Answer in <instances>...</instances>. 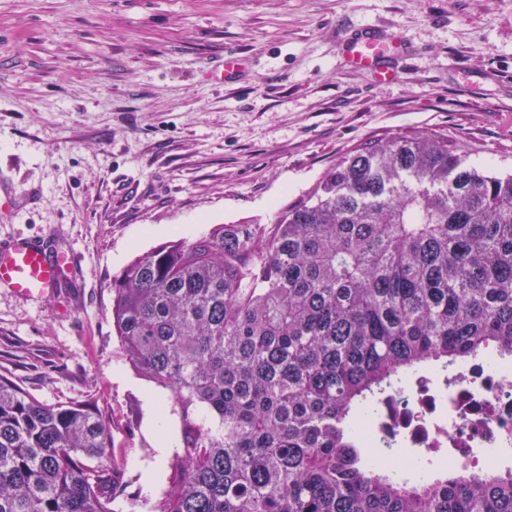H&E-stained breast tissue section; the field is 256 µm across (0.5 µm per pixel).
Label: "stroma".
Wrapping results in <instances>:
<instances>
[{
  "instance_id": "1",
  "label": "stroma",
  "mask_w": 512,
  "mask_h": 512,
  "mask_svg": "<svg viewBox=\"0 0 512 512\" xmlns=\"http://www.w3.org/2000/svg\"><path fill=\"white\" fill-rule=\"evenodd\" d=\"M364 27L407 43L390 82L346 62ZM229 51L243 68L224 80ZM418 134L512 171V0H0V189L17 198L0 242L80 262L42 299L0 288V377L93 402L123 474L114 508L158 499L179 422L149 425L113 280L169 241L268 222L366 141Z\"/></svg>"
}]
</instances>
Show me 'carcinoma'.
I'll list each match as a JSON object with an SVG mask.
<instances>
[{"label": "carcinoma", "instance_id": "cac0c4a2", "mask_svg": "<svg viewBox=\"0 0 512 512\" xmlns=\"http://www.w3.org/2000/svg\"><path fill=\"white\" fill-rule=\"evenodd\" d=\"M112 325L180 422L148 512H512V470L413 483L354 435L414 372L512 358V173L446 137L370 140L269 222L136 257ZM110 447L90 405L0 377V512H112Z\"/></svg>", "mask_w": 512, "mask_h": 512}]
</instances>
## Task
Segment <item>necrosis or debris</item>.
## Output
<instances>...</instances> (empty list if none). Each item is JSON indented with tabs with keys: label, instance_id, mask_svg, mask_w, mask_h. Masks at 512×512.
Wrapping results in <instances>:
<instances>
[{
	"label": "necrosis or debris",
	"instance_id": "obj_1",
	"mask_svg": "<svg viewBox=\"0 0 512 512\" xmlns=\"http://www.w3.org/2000/svg\"><path fill=\"white\" fill-rule=\"evenodd\" d=\"M453 382L413 376L383 396L356 435L368 448L394 442L380 466L425 482L444 469L512 467V363L485 351L464 358Z\"/></svg>",
	"mask_w": 512,
	"mask_h": 512
}]
</instances>
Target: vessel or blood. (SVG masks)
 <instances>
[{
    "instance_id": "vessel-or-blood-1",
    "label": "vessel or blood",
    "mask_w": 512,
    "mask_h": 512,
    "mask_svg": "<svg viewBox=\"0 0 512 512\" xmlns=\"http://www.w3.org/2000/svg\"><path fill=\"white\" fill-rule=\"evenodd\" d=\"M400 49L397 39L365 30L347 41L345 51L350 67L386 80L393 75L391 61ZM74 270L75 256L69 251L49 252L25 239L0 247V286L23 298L52 292L69 280Z\"/></svg>"
}]
</instances>
